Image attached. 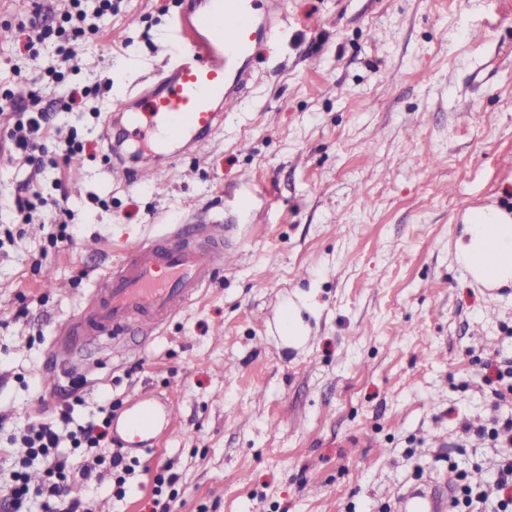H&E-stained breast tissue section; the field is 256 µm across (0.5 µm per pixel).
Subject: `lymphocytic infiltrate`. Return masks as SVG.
<instances>
[{
  "label": "lymphocytic infiltrate",
  "instance_id": "f902f5d3",
  "mask_svg": "<svg viewBox=\"0 0 512 512\" xmlns=\"http://www.w3.org/2000/svg\"><path fill=\"white\" fill-rule=\"evenodd\" d=\"M38 97H31L30 111L18 113L8 133L15 159L30 163L36 151L41 150L47 114L39 106ZM111 401H104L96 418L79 421L74 403L67 402L44 413L19 432V440L27 450L11 473L6 488V499L12 512H26L31 497L41 498L45 512H91L81 492L92 484L111 481L113 494L125 498L129 490L128 478L135 471L136 459L123 449L112 445ZM478 439L490 441L500 448L501 456L489 473L488 479H471L458 474L454 485L453 506L458 512H474L477 504L492 502L494 512H512V415H500L491 426L476 430ZM74 448L110 449V457L94 456L91 465L73 469L68 457L59 448L62 443ZM41 464L45 479L37 487H30L26 469Z\"/></svg>",
  "mask_w": 512,
  "mask_h": 512
}]
</instances>
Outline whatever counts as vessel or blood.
I'll list each match as a JSON object with an SVG mask.
<instances>
[{"mask_svg": "<svg viewBox=\"0 0 512 512\" xmlns=\"http://www.w3.org/2000/svg\"><path fill=\"white\" fill-rule=\"evenodd\" d=\"M279 0H185L168 38L174 60L158 82L127 96L117 108L124 134L147 147L184 144L191 153L209 143L225 113L241 102L253 79L252 62L274 43ZM233 216L215 222L207 242L161 236L129 249L125 261L100 277L79 320L89 334L118 341L133 326L154 330L190 304L209 285L214 268L231 250ZM482 257L467 274L496 300L512 281V253L499 249L491 229L479 227ZM175 407L151 392L137 396L127 414L112 422V436L134 448L172 430ZM396 512H446V485L397 494Z\"/></svg>", "mask_w": 512, "mask_h": 512, "instance_id": "1", "label": "vessel or blood"}]
</instances>
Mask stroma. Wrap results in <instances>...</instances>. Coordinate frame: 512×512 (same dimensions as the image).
<instances>
[{
  "label": "stroma",
  "mask_w": 512,
  "mask_h": 512,
  "mask_svg": "<svg viewBox=\"0 0 512 512\" xmlns=\"http://www.w3.org/2000/svg\"><path fill=\"white\" fill-rule=\"evenodd\" d=\"M97 32L71 40L58 78L35 80L32 24L63 23L70 0H0V108L26 91L49 115L58 158L82 142L80 166L19 164L0 150V482L24 454L14 431L78 397L123 417L153 392L176 408L172 432L138 453L134 490L88 491L92 512H381L391 490L490 470L496 449L465 442L495 411L489 363L512 358V284L488 309L456 254L465 215L512 214V0H284L288 25L253 62L238 111L207 159L160 158L159 174H111L105 123L126 93L171 63L162 32L181 0H112ZM86 88L85 113L66 112ZM41 194L29 223L16 197ZM77 242L48 248L59 208ZM238 217L236 261L185 309L117 345L76 318L127 249L176 224ZM307 340L282 335L283 308ZM179 476L157 486L164 468Z\"/></svg>",
  "instance_id": "obj_1"
}]
</instances>
